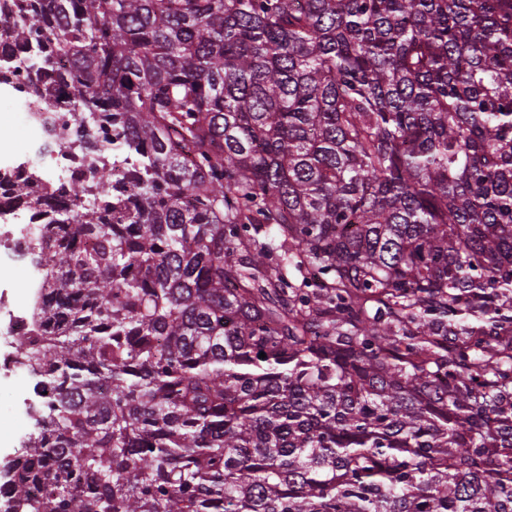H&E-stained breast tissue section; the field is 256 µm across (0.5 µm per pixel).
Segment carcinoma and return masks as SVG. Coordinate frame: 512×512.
<instances>
[{
    "label": "carcinoma",
    "mask_w": 512,
    "mask_h": 512,
    "mask_svg": "<svg viewBox=\"0 0 512 512\" xmlns=\"http://www.w3.org/2000/svg\"><path fill=\"white\" fill-rule=\"evenodd\" d=\"M27 10L86 169L0 512H512V0Z\"/></svg>",
    "instance_id": "carcinoma-1"
}]
</instances>
